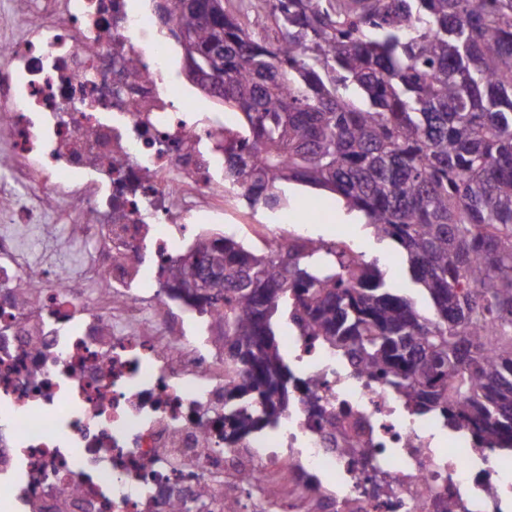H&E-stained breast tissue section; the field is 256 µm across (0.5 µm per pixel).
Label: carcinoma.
<instances>
[{"mask_svg":"<svg viewBox=\"0 0 512 512\" xmlns=\"http://www.w3.org/2000/svg\"><path fill=\"white\" fill-rule=\"evenodd\" d=\"M173 37L221 48L224 187L281 207V181L329 189L399 246L432 313L344 241L277 254L199 240L168 271L224 290V419L288 407L285 316L485 448L512 452V0H167Z\"/></svg>","mask_w":512,"mask_h":512,"instance_id":"cac0c4a2","label":"carcinoma"}]
</instances>
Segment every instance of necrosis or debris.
Segmentation results:
<instances>
[{
	"label": "necrosis or debris",
	"mask_w": 512,
	"mask_h": 512,
	"mask_svg": "<svg viewBox=\"0 0 512 512\" xmlns=\"http://www.w3.org/2000/svg\"><path fill=\"white\" fill-rule=\"evenodd\" d=\"M0 40V512H512L497 454L318 339L224 423V304L166 281L224 222V133L137 0H10ZM41 251H31L27 236Z\"/></svg>",
	"instance_id": "obj_1"
}]
</instances>
